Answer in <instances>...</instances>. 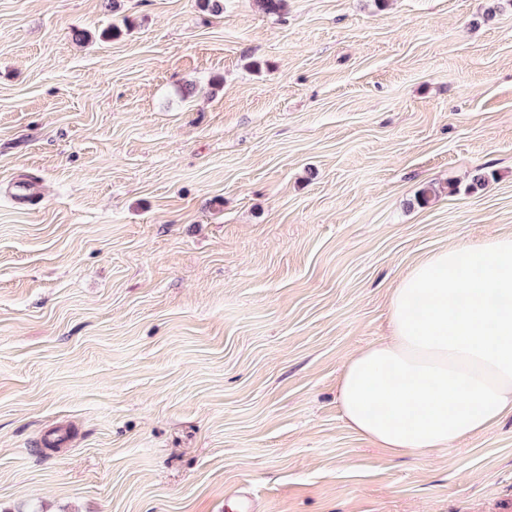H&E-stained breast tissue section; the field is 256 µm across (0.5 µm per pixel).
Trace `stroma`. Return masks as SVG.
I'll return each instance as SVG.
<instances>
[{
	"label": "stroma",
	"instance_id": "obj_1",
	"mask_svg": "<svg viewBox=\"0 0 512 512\" xmlns=\"http://www.w3.org/2000/svg\"><path fill=\"white\" fill-rule=\"evenodd\" d=\"M491 235L512 0H0V512H512V416L389 458L336 401Z\"/></svg>",
	"mask_w": 512,
	"mask_h": 512
}]
</instances>
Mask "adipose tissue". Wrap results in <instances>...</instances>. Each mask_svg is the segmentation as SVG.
Wrapping results in <instances>:
<instances>
[{"instance_id": "1", "label": "adipose tissue", "mask_w": 512, "mask_h": 512, "mask_svg": "<svg viewBox=\"0 0 512 512\" xmlns=\"http://www.w3.org/2000/svg\"><path fill=\"white\" fill-rule=\"evenodd\" d=\"M390 334L344 363L347 426L388 455L430 453L512 416V238L449 245L389 296Z\"/></svg>"}]
</instances>
